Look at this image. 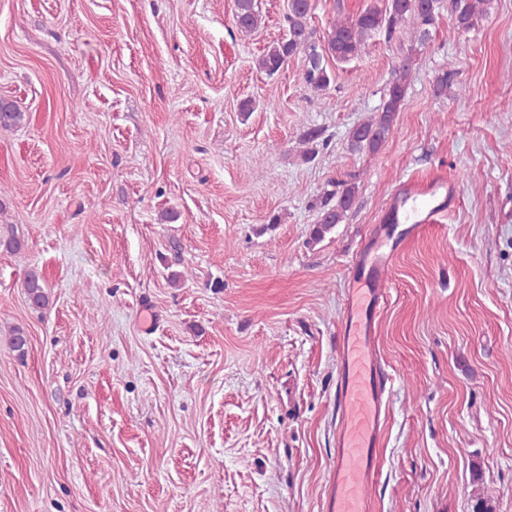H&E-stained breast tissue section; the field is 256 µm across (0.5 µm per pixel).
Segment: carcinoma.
<instances>
[{"label":"carcinoma","instance_id":"obj_1","mask_svg":"<svg viewBox=\"0 0 512 512\" xmlns=\"http://www.w3.org/2000/svg\"><path fill=\"white\" fill-rule=\"evenodd\" d=\"M489 0H450L456 26L469 31L487 11ZM235 22L238 30L249 36L262 24L263 16L257 0H236ZM441 8V0H372V3L355 16L336 17L323 37V43L312 40L308 20L312 0H292L285 16L287 35L270 46L257 59L260 70L269 75L276 73L288 59L305 57L304 80L314 90L329 87L332 75L328 61L348 62L360 56L367 42L383 33L392 38L397 32L406 34L412 43H423L429 36ZM414 62L402 61L400 78L386 93L382 108L376 115L354 126L348 141L353 150L377 151L391 134L397 112L401 110L407 82L412 76ZM25 113L14 104L0 102V129L8 130L23 125ZM356 186L350 184L341 194L334 190L323 193L315 224L309 234V243L318 244L339 224L355 198ZM25 294L35 309L44 310L50 304L48 289L35 271H29L22 281Z\"/></svg>","mask_w":512,"mask_h":512}]
</instances>
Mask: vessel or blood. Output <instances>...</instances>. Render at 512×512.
I'll return each instance as SVG.
<instances>
[{"mask_svg": "<svg viewBox=\"0 0 512 512\" xmlns=\"http://www.w3.org/2000/svg\"><path fill=\"white\" fill-rule=\"evenodd\" d=\"M457 187L437 175L424 183L410 182L396 189L387 214L390 224L419 228L439 223ZM392 247L389 236L375 237L356 265L365 275L353 279L340 336L341 370L336 391V448L330 466L325 512H370L369 484L375 474L388 408L389 375L378 358L374 314L388 301Z\"/></svg>", "mask_w": 512, "mask_h": 512, "instance_id": "1", "label": "vessel or blood"}]
</instances>
